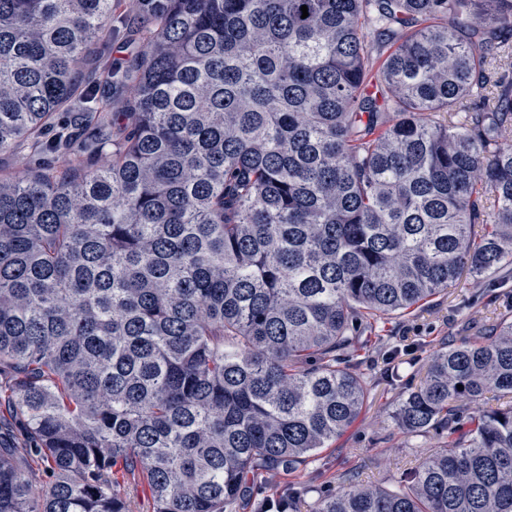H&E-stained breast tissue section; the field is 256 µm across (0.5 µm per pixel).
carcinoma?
<instances>
[{
	"label": "carcinoma",
	"instance_id": "carcinoma-1",
	"mask_svg": "<svg viewBox=\"0 0 512 512\" xmlns=\"http://www.w3.org/2000/svg\"><path fill=\"white\" fill-rule=\"evenodd\" d=\"M75 109L126 129L100 167L45 139ZM59 146L0 172V389L30 435L0 438V512H138L127 475L153 512H240L359 418L361 324L512 266V0H0V153ZM391 418L440 448L307 512H512V314L433 348ZM62 157L55 154H42L31 156L23 148L12 152L0 153V169L5 173L19 171L28 165H38L45 163L50 166L59 165ZM122 493L134 500L139 512H152V502L147 485L143 481H128L122 484Z\"/></svg>",
	"mask_w": 512,
	"mask_h": 512
}]
</instances>
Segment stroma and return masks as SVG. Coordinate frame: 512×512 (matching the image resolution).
Returning a JSON list of instances; mask_svg holds the SVG:
<instances>
[{"label":"stroma","instance_id":"1","mask_svg":"<svg viewBox=\"0 0 512 512\" xmlns=\"http://www.w3.org/2000/svg\"><path fill=\"white\" fill-rule=\"evenodd\" d=\"M511 307L512 275L497 273L478 286L465 274L448 293L397 320L390 330L400 349L395 361L400 369L397 380L378 378L358 421L333 447L323 450L317 462L292 473L259 477L254 488L258 498L274 499L307 486L317 495H329L346 488L352 475L362 484H385L415 466L438 442L399 433L391 419L397 391L407 381L421 380L434 343L457 335L461 321H468L469 335L478 336L492 311Z\"/></svg>","mask_w":512,"mask_h":512}]
</instances>
